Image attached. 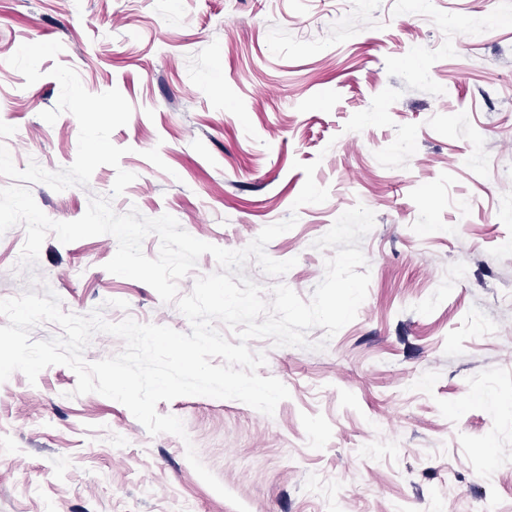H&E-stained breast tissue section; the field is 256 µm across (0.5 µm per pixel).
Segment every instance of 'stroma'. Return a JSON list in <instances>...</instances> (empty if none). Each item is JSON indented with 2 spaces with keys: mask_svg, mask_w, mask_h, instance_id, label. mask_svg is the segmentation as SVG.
I'll return each mask as SVG.
<instances>
[{
  "mask_svg": "<svg viewBox=\"0 0 512 512\" xmlns=\"http://www.w3.org/2000/svg\"><path fill=\"white\" fill-rule=\"evenodd\" d=\"M54 40L62 52L26 85L9 57ZM57 63L133 112L111 135L119 167L60 192L32 185L50 219H79L120 169L135 179L116 212L170 214L226 249L294 212L266 253L295 266L245 274L307 301L327 257L314 241L361 204L375 214L361 241L370 284L332 338L250 341L267 357L259 375L290 392L274 415L159 402L183 438L75 395L66 366L33 383L14 372L0 383V512H235L190 445L248 512H512V0H0V144L18 168L76 158V118L40 117L59 99ZM400 140L412 151L393 150ZM311 162L329 198L297 209ZM25 238L21 225L0 234V299L35 278L63 311L189 331L176 304L106 271L113 236L47 235L22 269Z\"/></svg>",
  "mask_w": 512,
  "mask_h": 512,
  "instance_id": "35a3bbf8",
  "label": "stroma"
}]
</instances>
